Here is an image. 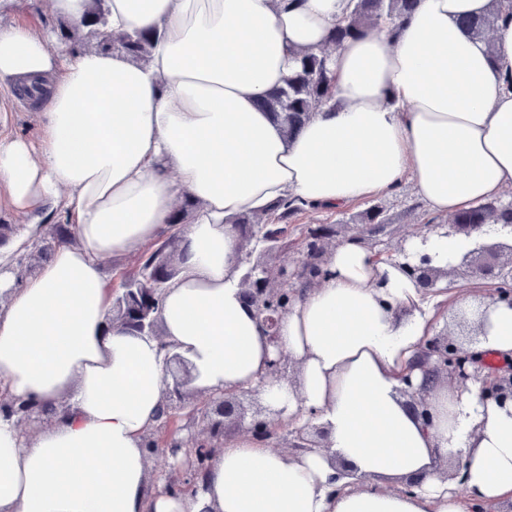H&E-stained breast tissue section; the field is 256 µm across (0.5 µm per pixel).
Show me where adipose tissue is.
I'll list each match as a JSON object with an SVG mask.
<instances>
[{
  "label": "adipose tissue",
  "mask_w": 512,
  "mask_h": 512,
  "mask_svg": "<svg viewBox=\"0 0 512 512\" xmlns=\"http://www.w3.org/2000/svg\"><path fill=\"white\" fill-rule=\"evenodd\" d=\"M490 0H419L395 31L331 54L332 100L287 134L260 99L284 85L294 54L324 48L352 0H105L108 32L152 33L144 62L52 43L42 27L0 25V91L33 90L40 143L0 135V185L30 220L0 247V269L35 240L34 217L61 209L74 242L15 287L0 272V384L65 406L22 443L0 419V512H470L512 500V411L479 386L435 390L424 426L397 373L433 333L431 294L404 265H457L472 241L506 242L488 224L471 240L410 239L406 260L376 262L354 238L326 257L328 276L296 297L269 346L239 286L235 217L286 197L342 208L411 181L451 215L512 191V16L489 40L464 22ZM198 205L168 283L162 339L107 328L100 260L138 254L183 197ZM194 367L192 389L261 387L285 416L316 413L331 454L293 458L244 434L197 493L147 487L143 436L163 407L165 352ZM480 347L512 357V306H490ZM300 363L297 385L265 380L274 349ZM455 456L467 489L441 481ZM350 485L333 491L332 460ZM420 479L412 491L384 483Z\"/></svg>",
  "instance_id": "ef3b65f1"
}]
</instances>
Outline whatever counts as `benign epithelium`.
Wrapping results in <instances>:
<instances>
[{
	"label": "benign epithelium",
	"instance_id": "7a95c632",
	"mask_svg": "<svg viewBox=\"0 0 512 512\" xmlns=\"http://www.w3.org/2000/svg\"><path fill=\"white\" fill-rule=\"evenodd\" d=\"M283 253L279 246L263 248L240 280L243 296L255 309L266 342L276 348V355L267 367V378L276 380L285 378L287 366L299 365L278 349V322L301 292L289 284L296 280L302 284L318 282L319 278L311 276L310 270L322 262V257L316 252L305 253L292 264L276 262ZM406 270L420 288L432 287L440 274L430 266L426 255L415 264H406ZM461 270L471 277L483 279L491 276L497 279L493 300L512 306L511 245L478 241L463 256L460 264L452 268L454 272ZM122 292V288L112 290L110 323L121 328L135 327L147 335L159 337L158 315L145 313L154 298L153 291H141L137 304L121 308L119 299ZM456 326V333L444 331L427 338L418 354L400 373L404 384L402 394L409 397L408 406L425 426L431 425L432 413L423 393L448 383L466 391L467 383L482 370L477 361L476 344L482 333L483 319L471 320L466 314L459 313ZM165 360L166 367L174 365L177 368L172 379H163L166 420L145 437L148 457L160 458L164 462V468L152 475L154 488L167 491L176 484H183L190 491L197 492L204 486V478L212 462L223 452L231 425L263 441L278 440L289 456L316 449L332 455L328 432L313 419H308L301 426H292L281 413L259 406L247 424L241 399L260 393L259 389L226 390L220 394L193 391L188 388L192 380L188 362L169 350L165 352ZM416 370L422 374L417 386L412 382V373ZM481 399L493 401L501 408L512 407V372L505 370L488 376L482 383ZM0 412L13 421L24 440L30 439L43 425L53 422L51 415L43 413L38 406L15 399L1 403Z\"/></svg>",
	"mask_w": 512,
	"mask_h": 512
}]
</instances>
